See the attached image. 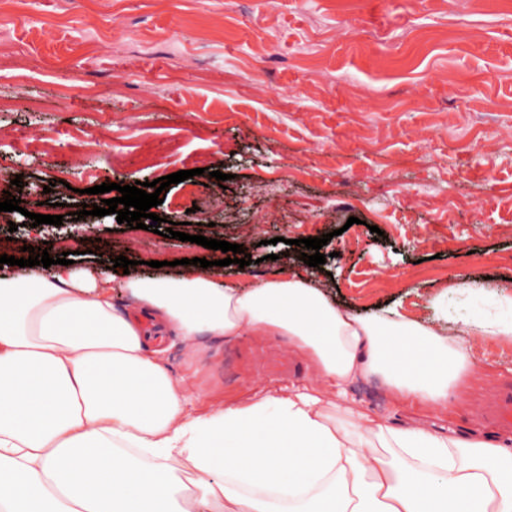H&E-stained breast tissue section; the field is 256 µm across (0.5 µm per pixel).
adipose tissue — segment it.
Here are the masks:
<instances>
[{
	"mask_svg": "<svg viewBox=\"0 0 512 512\" xmlns=\"http://www.w3.org/2000/svg\"><path fill=\"white\" fill-rule=\"evenodd\" d=\"M65 265L0 274V512H512V448L371 416L346 386L382 379L440 413L472 353L444 317L366 315L283 267L246 288L186 270ZM189 341L285 336L308 386L191 406L142 319ZM214 267H216V266L202 268V267H200V263H198L197 266L177 265V266H163L160 268H152L146 264H138L137 266L129 269V274L135 275V276L143 278V279H149L151 277H157V276H161V275H176L177 273H179L182 270L187 269V268H194V269L207 271Z\"/></svg>",
	"mask_w": 512,
	"mask_h": 512,
	"instance_id": "obj_1",
	"label": "adipose tissue"
}]
</instances>
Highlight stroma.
Wrapping results in <instances>:
<instances>
[{
  "label": "stroma",
  "mask_w": 512,
  "mask_h": 512,
  "mask_svg": "<svg viewBox=\"0 0 512 512\" xmlns=\"http://www.w3.org/2000/svg\"><path fill=\"white\" fill-rule=\"evenodd\" d=\"M2 37L0 202L38 201L0 212V240L29 212L73 230L75 207L100 203L96 185L190 170L155 207L160 218L232 244L265 207L280 219L258 226L252 264L225 277L255 285L301 254L299 239L328 233L325 264L300 270L360 312L398 301L426 316L439 294L456 324L512 296V0L464 19L441 0H0ZM319 70L335 81L316 91ZM85 221L107 249L74 255L77 271L133 256L132 275L148 279L177 274L183 258L224 257L112 214ZM468 271L495 294L443 293ZM460 341L474 357L449 417L377 379L350 399L390 421L512 441L484 419L512 384V343ZM165 346L170 375L199 404L307 382L284 336Z\"/></svg>",
  "instance_id": "1"
}]
</instances>
